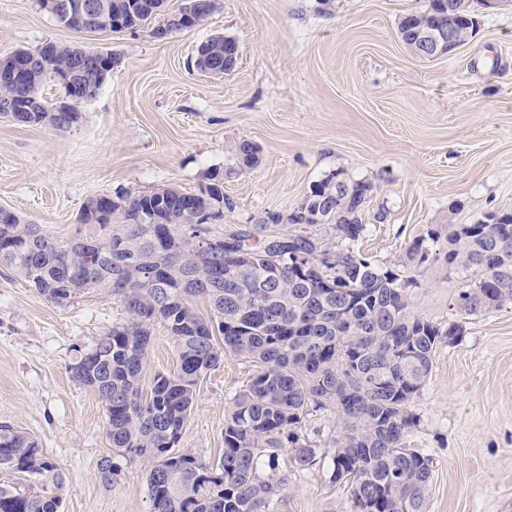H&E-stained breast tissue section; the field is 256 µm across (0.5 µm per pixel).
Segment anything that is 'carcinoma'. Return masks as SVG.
Here are the masks:
<instances>
[{
    "label": "carcinoma",
    "instance_id": "obj_1",
    "mask_svg": "<svg viewBox=\"0 0 512 512\" xmlns=\"http://www.w3.org/2000/svg\"><path fill=\"white\" fill-rule=\"evenodd\" d=\"M107 17L132 28L151 23L163 8L142 7L146 0H88ZM194 0L164 15L158 29L182 30L176 18ZM427 0L424 8L400 17L398 34L419 57L426 36L453 27L457 45L475 34L478 19L469 0ZM75 31L112 29L106 21L76 16ZM238 45L216 35L197 50L193 66L213 77L224 73V54ZM101 52L57 43L48 58L17 49L7 56L24 68L21 83L0 85V100L27 96L43 104L37 124L70 128L82 118L83 101L65 109L43 94L46 83L84 64L85 83L99 85L95 57ZM237 168H251L257 147L248 140L235 146ZM333 200L318 212L315 199L287 212L267 211L255 223L264 239L212 237L220 256L202 248L198 231L189 230L196 212L185 211L193 193L169 186L149 194L130 193L111 202V219L98 217L99 199L82 208L78 223L90 238L105 242L110 257L89 256L70 243L18 216L0 219V267L11 270L48 300L61 304L86 290H106L124 305L130 320L112 327L71 370L92 388L107 411V435L113 448L149 463L146 485L149 512H269L272 500L291 474L279 467V451L291 450L294 467L317 463L320 445L303 429L313 413L335 410L330 448L333 482L350 485L349 512H426L433 479L432 458L406 446L417 418L410 403L426 384L442 339L455 335L456 323L442 329L408 310L401 275L381 267L355 249L364 236L363 212L373 186L339 172L317 184ZM172 225L163 242L153 237L156 223ZM280 224H297L294 233H267ZM325 225L335 246L312 233ZM475 232L460 235L448 224L450 265L470 270L476 280L458 294L466 315L487 311L486 303L512 300V218L497 224L477 222ZM440 236L414 241L406 252L420 261L433 254ZM315 247L330 256L305 275L289 265V255ZM220 274L222 288L209 287ZM210 305L207 318L194 299ZM174 338L178 366L154 376L149 395L140 380L154 323ZM229 350L253 364L245 388L225 403L224 454L210 467L188 453H176L197 387ZM0 465L37 479L30 492L0 486V512H59L64 480L56 465L29 434L0 425Z\"/></svg>",
    "mask_w": 512,
    "mask_h": 512
}]
</instances>
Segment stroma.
Wrapping results in <instances>:
<instances>
[{"label":"stroma","mask_w":512,"mask_h":512,"mask_svg":"<svg viewBox=\"0 0 512 512\" xmlns=\"http://www.w3.org/2000/svg\"><path fill=\"white\" fill-rule=\"evenodd\" d=\"M426 0H223L197 27L156 37L152 26L77 33L37 0H0V56L68 43L115 56L82 119L61 132L0 117V207L59 235L85 203L170 185L224 180L230 208L213 236L251 230L288 212L336 172L373 184L358 250L400 271L412 315L463 334L441 343L414 399L409 447L434 460L427 512H512V302L466 315L468 276L431 258L403 266L417 238L512 213V11L478 10L479 27L452 54L413 57L398 19ZM224 34L240 57L223 78L198 75L199 45ZM247 140L258 164L237 171ZM112 295L88 291L57 305L0 268V424L36 437L65 480L62 512H149L147 461L113 449L99 396L71 367L112 326L127 322ZM177 366L174 341L154 325L142 386ZM254 367L225 353L204 378L176 450L217 463L224 406ZM116 468L111 485L102 461ZM347 485L327 462L294 470L270 512H348Z\"/></svg>","instance_id":"1"}]
</instances>
